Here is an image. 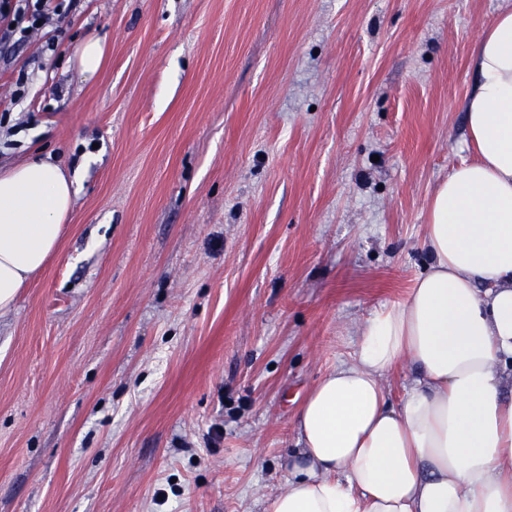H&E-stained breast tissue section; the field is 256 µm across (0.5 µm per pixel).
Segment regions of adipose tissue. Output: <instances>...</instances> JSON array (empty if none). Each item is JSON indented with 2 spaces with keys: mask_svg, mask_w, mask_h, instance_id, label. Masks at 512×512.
<instances>
[{
  "mask_svg": "<svg viewBox=\"0 0 512 512\" xmlns=\"http://www.w3.org/2000/svg\"><path fill=\"white\" fill-rule=\"evenodd\" d=\"M473 67L476 157L434 192L431 261L307 396L266 512H512V9ZM75 182L43 158L0 172V310L55 256ZM402 366L412 378L394 405L385 381Z\"/></svg>",
  "mask_w": 512,
  "mask_h": 512,
  "instance_id": "obj_1",
  "label": "adipose tissue"
}]
</instances>
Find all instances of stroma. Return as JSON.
<instances>
[{"label": "stroma", "mask_w": 512, "mask_h": 512, "mask_svg": "<svg viewBox=\"0 0 512 512\" xmlns=\"http://www.w3.org/2000/svg\"><path fill=\"white\" fill-rule=\"evenodd\" d=\"M512 0H81L0 168L78 182L0 311V512H263L296 414L428 261L473 149L472 52ZM106 45L92 78L73 55Z\"/></svg>", "instance_id": "35a3bbf8"}]
</instances>
